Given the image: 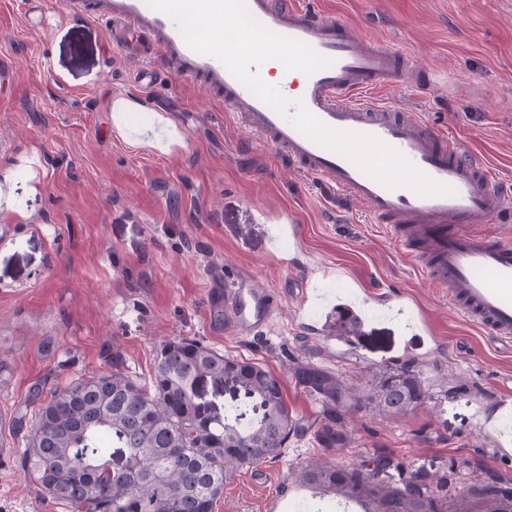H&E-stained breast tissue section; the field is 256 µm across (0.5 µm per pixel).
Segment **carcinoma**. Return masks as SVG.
Listing matches in <instances>:
<instances>
[{"instance_id":"cac0c4a2","label":"carcinoma","mask_w":512,"mask_h":512,"mask_svg":"<svg viewBox=\"0 0 512 512\" xmlns=\"http://www.w3.org/2000/svg\"><path fill=\"white\" fill-rule=\"evenodd\" d=\"M294 376L321 407L316 438L327 449L344 441L339 427L347 413L405 415L430 398L407 365L372 373L362 385L310 364L295 368ZM199 378L232 383L251 411L203 415ZM11 428L25 432L18 466L74 512H213L224 482L245 465L280 457L300 431L277 375L184 338L158 347L148 384L112 364L63 388L36 386ZM118 449L125 458L120 470L113 468ZM296 478L356 502L363 512H470L471 497L486 503L485 512H512L506 481H483L450 498L448 478L387 457L352 465L312 459Z\"/></svg>"}]
</instances>
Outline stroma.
<instances>
[{"label": "stroma", "mask_w": 512, "mask_h": 512, "mask_svg": "<svg viewBox=\"0 0 512 512\" xmlns=\"http://www.w3.org/2000/svg\"><path fill=\"white\" fill-rule=\"evenodd\" d=\"M26 0H0V512H72L18 468L11 430L32 387H63L114 358L149 379L154 351L200 341L262 364L283 381L303 428L282 455L239 469L214 512H322L325 495L295 482L310 458L390 456L447 473L453 493L512 481V346L463 320L373 222L271 147L232 126L197 86L164 81L145 108L139 59L114 51L101 24L47 0V32L24 24ZM425 71L377 97L414 112L491 166L512 200V0H295ZM275 295L264 332L238 333L224 281ZM368 310L342 340L315 312L317 290ZM366 373L409 363L432 395L405 416L347 418L343 450L314 438L320 407L294 369Z\"/></svg>", "instance_id": "35a3bbf8"}]
</instances>
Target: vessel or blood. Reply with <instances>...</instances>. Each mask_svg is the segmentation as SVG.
<instances>
[{"instance_id": "obj_1", "label": "vessel or blood", "mask_w": 512, "mask_h": 512, "mask_svg": "<svg viewBox=\"0 0 512 512\" xmlns=\"http://www.w3.org/2000/svg\"><path fill=\"white\" fill-rule=\"evenodd\" d=\"M70 17L104 24L114 47L142 58L147 91L156 71L203 87L233 121L307 175L368 204L393 243L413 259L461 316L512 343V239L479 237L507 208L485 162L448 135L373 103L410 69L401 52L369 43L332 17L287 0H67ZM33 32L48 25L42 0H27ZM243 22L268 41L285 73L269 84L266 60L239 42L218 44ZM236 326L266 325L271 296L227 283Z\"/></svg>"}]
</instances>
